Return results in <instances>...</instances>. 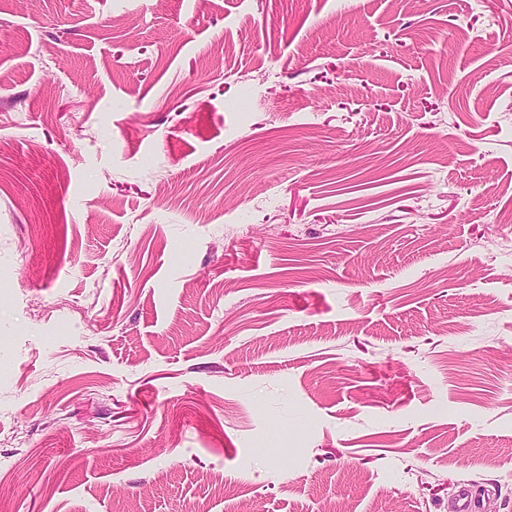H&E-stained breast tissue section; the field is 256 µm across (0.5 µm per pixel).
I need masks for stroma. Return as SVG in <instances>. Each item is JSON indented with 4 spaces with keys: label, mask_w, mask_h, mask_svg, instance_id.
<instances>
[{
    "label": "stroma",
    "mask_w": 512,
    "mask_h": 512,
    "mask_svg": "<svg viewBox=\"0 0 512 512\" xmlns=\"http://www.w3.org/2000/svg\"><path fill=\"white\" fill-rule=\"evenodd\" d=\"M508 210L512 0H0V499L512 512Z\"/></svg>",
    "instance_id": "35a3bbf8"
}]
</instances>
